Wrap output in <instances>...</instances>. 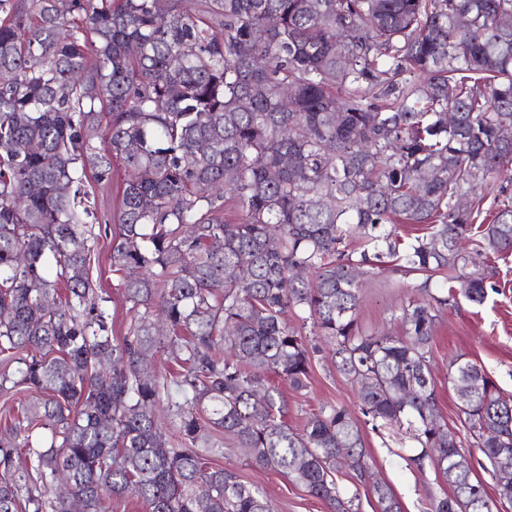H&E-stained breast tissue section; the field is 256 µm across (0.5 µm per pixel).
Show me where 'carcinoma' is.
I'll return each mask as SVG.
<instances>
[{"mask_svg": "<svg viewBox=\"0 0 512 512\" xmlns=\"http://www.w3.org/2000/svg\"><path fill=\"white\" fill-rule=\"evenodd\" d=\"M0 390L28 392L0 436V512H273L210 465L204 431L353 512L364 436L343 405L284 417L274 374L306 387L320 351L359 387L372 429L405 430L406 465L452 493L428 512H493L441 424L428 354L445 285L482 303L490 273L459 246L483 187L512 168V0H0ZM127 176L110 265L138 317L122 342L89 276L96 215L83 178ZM472 195L468 210L456 197ZM236 210L226 219L225 211ZM424 224L406 246L389 224ZM477 253H512V200ZM371 246L355 258L351 239ZM422 274L402 334L364 333V268ZM164 350L175 372L148 367ZM478 465L512 468V400L451 362ZM166 402L174 432L155 409ZM65 476V490L57 489ZM379 512H402L371 485Z\"/></svg>", "mask_w": 512, "mask_h": 512, "instance_id": "obj_1", "label": "carcinoma"}]
</instances>
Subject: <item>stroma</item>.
<instances>
[{"instance_id": "obj_1", "label": "stroma", "mask_w": 512, "mask_h": 512, "mask_svg": "<svg viewBox=\"0 0 512 512\" xmlns=\"http://www.w3.org/2000/svg\"><path fill=\"white\" fill-rule=\"evenodd\" d=\"M108 238L99 237L91 255V275L112 319L114 341H122L136 313L118 289L113 272ZM481 265L493 267L496 285L484 303L474 304L463 297L449 302L440 311L432 342L430 363L435 382L441 423L456 432L466 458L479 460L476 439L469 432L459 411L454 385L448 378L453 359L462 357L481 366L504 397L512 398V254L506 258L480 257ZM416 276L396 271L393 264L383 263L361 279L358 324L363 332L394 334L400 326L397 316L401 307L415 295ZM270 384L280 386L288 404L286 420L291 427L300 426L308 413L323 406L341 404L358 411V386L339 373L328 352L318 353L312 361L309 382L296 391L270 377ZM368 462L375 477L386 481L399 498L403 512H427L431 500L449 492L447 483L431 466L412 469L399 458L398 439L378 434L363 425ZM212 464L235 471L244 481L256 485L273 501L276 512H330L329 506L312 496L304 487L290 482L279 472L248 463L233 445H225L212 457Z\"/></svg>"}]
</instances>
